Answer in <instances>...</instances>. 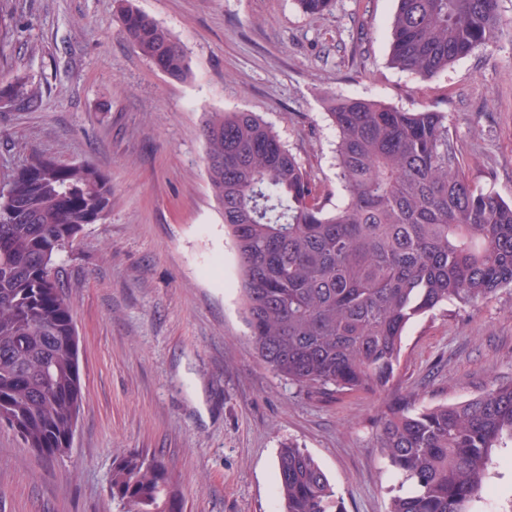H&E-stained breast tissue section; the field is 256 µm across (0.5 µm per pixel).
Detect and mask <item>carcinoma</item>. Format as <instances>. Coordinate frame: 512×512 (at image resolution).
<instances>
[{
  "mask_svg": "<svg viewBox=\"0 0 512 512\" xmlns=\"http://www.w3.org/2000/svg\"><path fill=\"white\" fill-rule=\"evenodd\" d=\"M121 30L156 69L188 70L179 39L129 6ZM502 34L500 0H398L390 64L430 78ZM0 97L34 112L40 86L0 75ZM344 196L332 208L279 134L247 111L213 112L205 164L233 240L247 325L261 361L322 396L391 391L404 331L450 305L512 288V202L471 185L448 113L335 96ZM0 192V424L54 457L68 451L81 402L73 303L59 247L112 208L101 171L38 149ZM378 448L400 478L389 512H475L512 448V379L479 396L418 407L406 395L381 418ZM279 512H343L317 460L291 443L277 456ZM120 512H183L171 468L142 451L113 463Z\"/></svg>",
  "mask_w": 512,
  "mask_h": 512,
  "instance_id": "cac0c4a2",
  "label": "carcinoma"
}]
</instances>
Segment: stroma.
<instances>
[{"label":"stroma","mask_w":512,"mask_h":512,"mask_svg":"<svg viewBox=\"0 0 512 512\" xmlns=\"http://www.w3.org/2000/svg\"><path fill=\"white\" fill-rule=\"evenodd\" d=\"M131 3L184 45L189 71H158L124 37ZM397 0H0V74L40 83L35 112H0V184L30 149L112 182V210L60 262L73 302L82 399L74 438L46 457L0 427V512H118L115 458L168 462L184 512H277V452L320 464L344 512H388L394 476L377 446L396 393L320 397L258 359L232 239L210 189L202 133L212 111L260 115L315 180L341 194L334 94L447 112L472 184L512 198V0L504 36L430 79L389 63ZM398 393L465 401L512 379V288L477 308L410 325Z\"/></svg>","instance_id":"obj_1"}]
</instances>
